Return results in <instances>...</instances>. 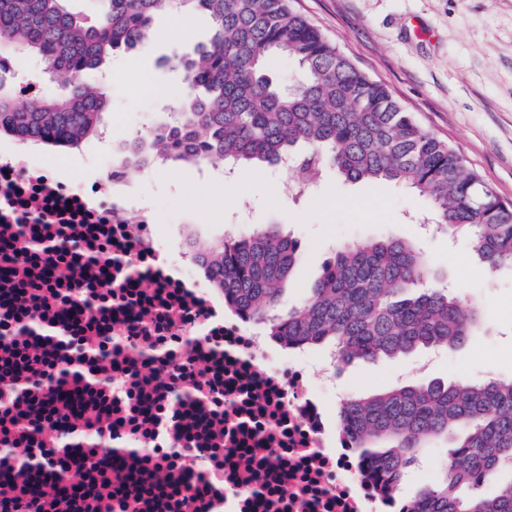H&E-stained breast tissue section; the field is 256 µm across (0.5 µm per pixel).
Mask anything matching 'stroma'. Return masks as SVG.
I'll use <instances>...</instances> for the list:
<instances>
[{
	"label": "stroma",
	"instance_id": "35a3bbf8",
	"mask_svg": "<svg viewBox=\"0 0 512 512\" xmlns=\"http://www.w3.org/2000/svg\"><path fill=\"white\" fill-rule=\"evenodd\" d=\"M293 6L512 203V0H293ZM192 19L189 39H155L114 54L104 70L88 71V80L102 84L110 100L103 124L121 139L164 121V103L184 86L166 57L192 52L211 35L206 14ZM102 150L92 137L55 165L102 182L106 173L96 163ZM253 179L258 189L244 215L237 197L225 196V179L204 180L192 167H158L149 184L132 175L125 187L132 199L173 204L178 223L158 212L156 231L177 246L191 235L204 242L220 238L232 224H276L290 233L300 244V259L280 300L285 311L302 301L338 246L385 236L416 240L435 275L478 305L482 327L455 349H418L344 366L334 378L342 395L365 397L407 381L512 376V273L485 270L465 236L424 234L415 221L423 204L414 193L390 183L348 182L332 170L316 189L303 192L288 191L272 169ZM447 452L442 442L427 449L407 475L405 498L440 477Z\"/></svg>",
	"mask_w": 512,
	"mask_h": 512
}]
</instances>
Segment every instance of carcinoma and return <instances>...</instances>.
I'll list each match as a JSON object with an SVG mask.
<instances>
[{
  "mask_svg": "<svg viewBox=\"0 0 512 512\" xmlns=\"http://www.w3.org/2000/svg\"><path fill=\"white\" fill-rule=\"evenodd\" d=\"M65 2L0 0V52L40 58L61 86L57 96L20 105L0 80V131L71 149L98 135L109 99L86 82L87 71L103 67L120 49L142 45L155 15L191 4L209 14L213 34L194 54L175 51L166 59L188 85L177 119L125 141L118 172L162 160L220 163L252 175L288 159L301 184L319 183L328 168L351 182H393L426 202L443 233L466 235L487 270L512 272V206L290 0H94L91 24ZM274 57L288 72L270 75ZM187 245L238 313L288 348L330 347L339 365L392 359L421 347H459L481 324L478 309L463 308L407 239L340 247L311 294L285 314L277 304L300 244L278 225ZM339 416L352 447L396 494L425 448L441 437L454 439L442 477L410 500L409 512H512V377L405 384L348 398ZM67 452L73 469L62 485L43 484L37 461L0 459V466L15 462L24 474L22 486L8 482L3 494L38 503L48 491L71 503L82 488L84 459L73 448Z\"/></svg>",
  "mask_w": 512,
  "mask_h": 512,
  "instance_id": "cac0c4a2",
  "label": "carcinoma"
}]
</instances>
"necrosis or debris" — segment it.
<instances>
[{"label":"necrosis or debris","instance_id":"necrosis-or-debris-1","mask_svg":"<svg viewBox=\"0 0 512 512\" xmlns=\"http://www.w3.org/2000/svg\"><path fill=\"white\" fill-rule=\"evenodd\" d=\"M53 149L0 156V362L42 357L0 381V423L44 415L22 446L64 475L53 397L104 406L72 446L97 476L112 445L111 512H406L332 427V382L224 309L191 252L164 244L123 177L68 179ZM81 370L60 385L58 355Z\"/></svg>","mask_w":512,"mask_h":512}]
</instances>
